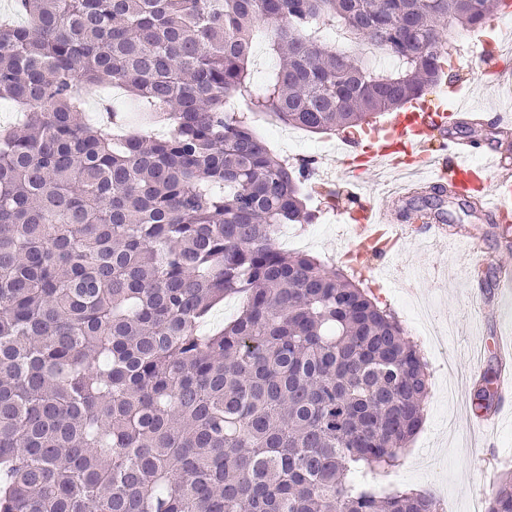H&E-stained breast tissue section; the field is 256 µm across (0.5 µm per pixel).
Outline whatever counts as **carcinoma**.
Wrapping results in <instances>:
<instances>
[{"label":"carcinoma","mask_w":512,"mask_h":512,"mask_svg":"<svg viewBox=\"0 0 512 512\" xmlns=\"http://www.w3.org/2000/svg\"><path fill=\"white\" fill-rule=\"evenodd\" d=\"M0 24V512H440L380 492L431 373L395 312L287 253L314 160L266 113L345 133L436 87L488 0H14ZM275 59L259 94L249 59ZM398 60L392 69L377 56ZM119 85L169 128L90 122ZM241 98L245 108L230 107ZM228 296L239 315L200 332ZM495 372L475 410L498 406ZM486 512H512V473Z\"/></svg>","instance_id":"obj_1"}]
</instances>
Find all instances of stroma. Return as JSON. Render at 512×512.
Listing matches in <instances>:
<instances>
[{
    "instance_id": "35a3bbf8",
    "label": "stroma",
    "mask_w": 512,
    "mask_h": 512,
    "mask_svg": "<svg viewBox=\"0 0 512 512\" xmlns=\"http://www.w3.org/2000/svg\"><path fill=\"white\" fill-rule=\"evenodd\" d=\"M511 33L502 19L493 17L480 31L454 39L448 87L435 89L427 104L452 109L463 100L474 99L493 108L500 100L512 97L511 89L484 83L479 74L482 55L495 50ZM255 128L277 154L312 155L318 161V185L309 201L316 219L295 227L306 252L334 267L353 265L376 300L395 311L429 365L431 384L422 425L399 466L378 476L376 486L385 489L393 484L426 491L439 499L444 512H472L482 488L512 468V421L501 420L498 427L474 435L466 407L457 402L469 392L470 383L462 379L449 386L440 363L446 357L467 372L481 356L486 367L494 366L493 353H481L480 347L482 340L493 338L495 324L471 298L470 272L475 263H482L489 272L482 288L486 295H493L497 288L493 270L500 264L512 265V250L504 249L495 228L479 212L465 207L459 199H440L428 191L400 202L399 217H406L415 206L438 205L448 224L476 235L477 253L429 249L410 236L389 258L356 251L352 242L358 226L342 213L343 208L352 207L353 200L337 179L339 161L333 145L339 142V135L305 131L290 137L282 123L269 115L258 116ZM331 190L339 195L335 210L325 202Z\"/></svg>"
}]
</instances>
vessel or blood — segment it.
<instances>
[{
  "mask_svg": "<svg viewBox=\"0 0 512 512\" xmlns=\"http://www.w3.org/2000/svg\"><path fill=\"white\" fill-rule=\"evenodd\" d=\"M458 115L442 108L415 105L394 115L383 134L371 144L358 147L344 142L337 153L341 158L338 175L350 181L358 173H370L397 168L400 160L414 162L413 176L392 191L382 206L363 205L356 218L360 222L358 247H376L379 254L396 251L406 236H419L421 241L447 240L448 228L443 224H425L408 228L394 223L391 206L426 189H457L461 186L480 190L479 210L488 221H495L512 208V162L501 153L469 140L458 141L449 154L433 147L434 138H446ZM494 355L503 361L498 372L496 390L499 397L498 414L472 421L473 432L480 433L498 424L502 412L512 409V370L506 361L512 360V348L503 347L501 338L491 345Z\"/></svg>",
  "mask_w": 512,
  "mask_h": 512,
  "instance_id": "1",
  "label": "vessel or blood"
}]
</instances>
